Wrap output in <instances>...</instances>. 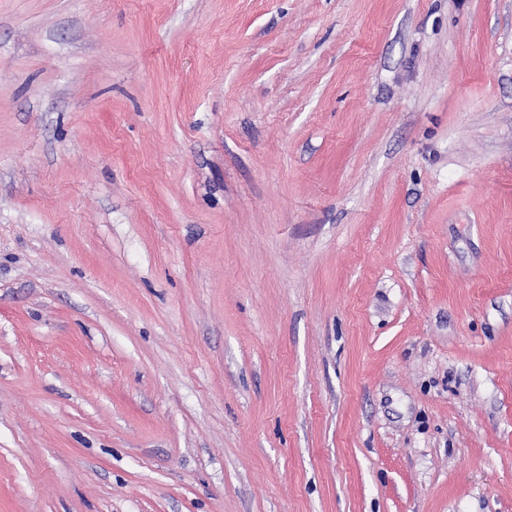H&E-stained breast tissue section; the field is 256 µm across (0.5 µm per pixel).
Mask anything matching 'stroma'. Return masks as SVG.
<instances>
[{
  "label": "stroma",
  "instance_id": "1",
  "mask_svg": "<svg viewBox=\"0 0 512 512\" xmlns=\"http://www.w3.org/2000/svg\"><path fill=\"white\" fill-rule=\"evenodd\" d=\"M0 512H512V0H0Z\"/></svg>",
  "mask_w": 512,
  "mask_h": 512
}]
</instances>
